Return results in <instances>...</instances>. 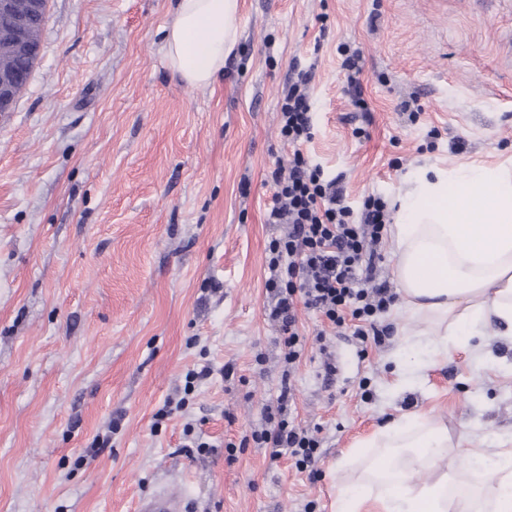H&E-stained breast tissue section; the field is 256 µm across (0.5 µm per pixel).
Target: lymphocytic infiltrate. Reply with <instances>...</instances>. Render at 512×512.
Returning a JSON list of instances; mask_svg holds the SVG:
<instances>
[{
  "label": "lymphocytic infiltrate",
  "mask_w": 512,
  "mask_h": 512,
  "mask_svg": "<svg viewBox=\"0 0 512 512\" xmlns=\"http://www.w3.org/2000/svg\"><path fill=\"white\" fill-rule=\"evenodd\" d=\"M312 80V70L298 71L280 102V132L294 152L287 165L271 173L274 193L266 215L267 223L288 227L269 246L266 286L275 296L268 317L286 336L285 361L290 365L304 350L296 328L297 304L338 328L354 319L355 335L377 339L383 334L377 316L397 300L389 283L377 275L380 244L391 221L385 199L369 195L361 210L353 211L345 202L340 177L325 178L323 169L301 150L313 136ZM265 419L267 428L254 435L259 447L269 449L274 459L291 457L299 472L313 471L316 436L287 417L269 412Z\"/></svg>",
  "instance_id": "lymphocytic-infiltrate-1"
}]
</instances>
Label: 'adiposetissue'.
<instances>
[{"mask_svg": "<svg viewBox=\"0 0 512 512\" xmlns=\"http://www.w3.org/2000/svg\"><path fill=\"white\" fill-rule=\"evenodd\" d=\"M239 0H177L165 28L169 68L192 86L211 84L239 39ZM392 228L400 313L421 321V337L442 357L468 348L494 327L512 337V163L419 167L397 195ZM492 464L491 504L472 491L466 508L448 496L455 481L444 461L457 453L479 462L480 445L422 415H404L359 442L362 480L336 482V512H512V441Z\"/></svg>", "mask_w": 512, "mask_h": 512, "instance_id": "adipose-tissue-1", "label": "adipose tissue"}]
</instances>
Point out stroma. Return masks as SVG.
Segmentation results:
<instances>
[{
	"mask_svg": "<svg viewBox=\"0 0 512 512\" xmlns=\"http://www.w3.org/2000/svg\"><path fill=\"white\" fill-rule=\"evenodd\" d=\"M173 7L49 0L40 58L0 119V512H134L160 486L195 512H335L337 477L363 470L354 446L401 415L495 456L512 431V344L490 337L498 363L484 366L414 345L419 322L392 309L377 343L302 308L304 353L287 367L266 316L285 229L265 215L298 67L314 70L303 151L343 175L353 208L393 201L428 160L511 159L512 0H240L224 74L199 87L167 65ZM343 46L363 55L369 112L351 103ZM404 351L420 366L408 383ZM286 372L289 417L320 440L312 479L252 439Z\"/></svg>",
	"mask_w": 512,
	"mask_h": 512,
	"instance_id": "1",
	"label": "stroma"
}]
</instances>
